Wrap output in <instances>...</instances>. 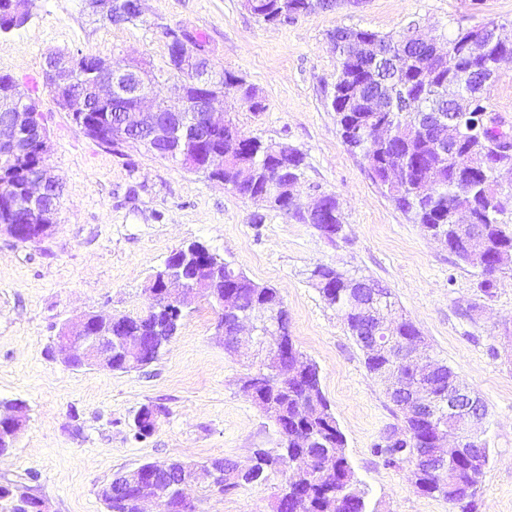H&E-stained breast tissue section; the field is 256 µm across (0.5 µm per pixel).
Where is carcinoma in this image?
I'll use <instances>...</instances> for the list:
<instances>
[{
    "instance_id": "cac0c4a2",
    "label": "carcinoma",
    "mask_w": 512,
    "mask_h": 512,
    "mask_svg": "<svg viewBox=\"0 0 512 512\" xmlns=\"http://www.w3.org/2000/svg\"><path fill=\"white\" fill-rule=\"evenodd\" d=\"M316 9L314 0H253L250 11L267 23L281 22L290 16L309 14ZM31 13L18 15L13 12L12 0H0V32H8L23 26ZM355 35L365 43L385 44L392 51L391 58L380 61L370 52H360L357 57L338 52L336 80L331 95V108L336 113L344 144L354 153L360 154L367 164L372 180L395 203L414 224L422 225L434 236L447 239L448 250L457 260L477 268L481 272L480 290L489 295L496 287L497 274L512 269V231L506 230L500 221L512 194L503 190L500 177L512 174V150L497 143V130L489 127L485 118L495 124H505L502 118L490 113L486 88L480 83L475 67L498 66L506 55L512 56V48L497 43L489 44L486 55L472 61L464 49L468 30L459 28L446 38L451 52L449 65L434 67L427 61L436 51L434 45L418 46L407 40V33L380 35L361 28H338L332 37ZM229 79L228 86L240 97L251 102L254 112L266 110V104L257 90L246 83L243 77L223 70ZM453 79L459 97L466 100L467 111L475 121H482L476 131L453 157L432 150L419 132V119L425 110L455 111L457 104L443 102L439 89ZM73 123L92 137L100 116L87 112L83 116H71ZM379 123L389 126L390 140L379 142L374 138V128ZM240 127L228 119V126L219 134H208L201 138L186 122L181 131L179 151L161 154L152 147L144 151L177 165L194 157L197 144H219L224 146V187L235 193L254 199L262 192L270 191L275 169H280L284 178L298 182L303 174L304 156L293 146L283 143H264L258 137L255 145L244 144L235 149L230 143ZM29 152L15 163L0 161V207L7 204L5 191L25 175L48 172L45 157L41 156L37 144L28 142ZM329 208L319 214H295L304 224L312 225L321 236L333 242L343 225L339 204L334 196L327 198ZM459 205L473 211L474 222L460 224L451 218V209ZM20 243H37L47 233L19 217L15 220ZM237 281L229 282L228 270L215 269L212 275L214 292L223 293L224 287L234 285L238 310L242 313L257 309L267 303H283L280 293L273 288H264L244 273L235 272ZM310 278H324L327 286L319 289L326 303L336 308L343 317L351 336L371 334L374 325L357 312L358 298L353 291L355 283L361 281L368 287L378 282L365 276L342 273L327 264L316 265ZM125 327L120 336L139 334L146 338V350L142 358L126 362L118 357L114 371L128 372L143 369L159 357L153 350L151 340L164 337L160 349H165L171 340L166 328L171 319L169 306L155 300L147 309L136 315H123ZM389 333L397 339L419 340L424 343L419 330L405 317L397 314L395 303L389 302ZM282 342L288 358L303 359L307 372L288 382L282 380L269 359L252 372L261 399L268 403L271 416L288 432V443L277 448L258 449L254 452L261 479L267 480L273 472L289 468V475L276 497L274 512H364L366 491L361 488L355 471L344 452L346 440L340 430L331 407L323 393L318 365L306 358L296 348L288 331L282 325ZM368 372L384 382L386 387L426 380L415 376L406 366H394L384 355L363 351ZM152 408L142 407L134 416L138 424L133 426L137 439L152 435ZM406 436L401 440H383L375 446V452L385 457L388 465L397 467L409 459L414 450H435L438 434L424 428L423 421L415 417H404ZM333 457L334 474L324 477L303 468L308 460L324 454ZM473 455L445 462L438 468H427L415 478V488L422 494L448 502L463 493L471 484L469 469ZM168 472L173 483L167 486L164 512H193L190 499L191 487L183 484L184 478L194 473V464L174 460L169 463H145L146 476L142 485L126 490L113 485L112 495L101 494L106 512H138V497L143 492H153L155 484L151 477L158 469ZM0 512H29L28 499L19 495L0 494Z\"/></svg>"
}]
</instances>
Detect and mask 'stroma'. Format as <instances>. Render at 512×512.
<instances>
[{
    "instance_id": "obj_1",
    "label": "stroma",
    "mask_w": 512,
    "mask_h": 512,
    "mask_svg": "<svg viewBox=\"0 0 512 512\" xmlns=\"http://www.w3.org/2000/svg\"><path fill=\"white\" fill-rule=\"evenodd\" d=\"M412 21L430 38L492 21L512 31V0H362L288 24L263 22L244 0H143L140 19L121 26L99 21L82 0H35L23 27L0 33V75L37 102L47 164L63 187L47 237L24 244L0 232V401L17 399L29 409L17 443L0 457V484L35 489L49 512H106L100 491L118 472L222 457L246 465L256 449L277 447L276 427L240 387L256 351L247 343L225 351L206 298L190 305L177 336L145 369L73 370L47 354L68 320L143 310L155 271L173 251L200 242L281 294L295 345L320 368L369 512L461 510L417 492L410 463L390 467L376 454L384 431L402 416L311 280L320 263L387 287L432 355L485 402L490 457L473 512H512V340L504 335L512 323V272L484 295L479 271L411 223L371 180L330 108L337 69L330 33L356 27L385 34ZM172 30L203 36L216 67L242 76L264 98L263 112L238 106L236 124L303 153L296 200L305 206L336 196L343 220L336 241L201 173L132 147L112 151L79 130L43 82L52 51L163 66ZM147 405L166 414L152 436L138 440L131 423ZM283 481L274 473L220 494L202 476L191 495L197 512H272Z\"/></svg>"
}]
</instances>
